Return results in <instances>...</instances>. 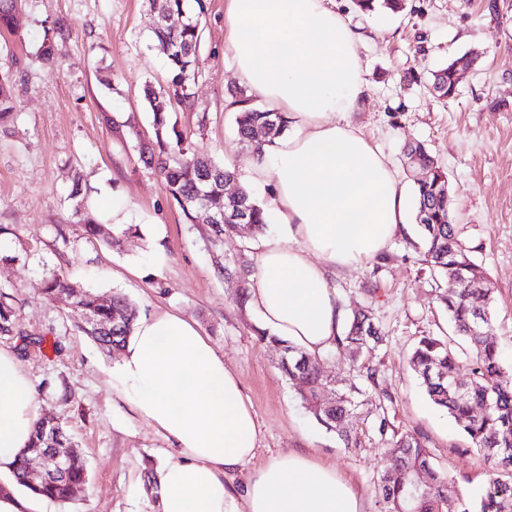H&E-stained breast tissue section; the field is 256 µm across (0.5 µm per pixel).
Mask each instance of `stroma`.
I'll use <instances>...</instances> for the list:
<instances>
[{"label":"stroma","instance_id":"stroma-1","mask_svg":"<svg viewBox=\"0 0 512 512\" xmlns=\"http://www.w3.org/2000/svg\"><path fill=\"white\" fill-rule=\"evenodd\" d=\"M226 3L208 0L193 87L197 108L175 118L197 151L238 165L247 151L225 107L229 90L239 86L224 50ZM334 4L364 35L357 52L370 98L352 122L391 162L405 194L413 192L407 142L423 141L446 171L456 222L495 289L496 340L512 362V0H406L396 14L362 12L355 0ZM155 18L147 0H23L12 29L0 31V75L9 76L21 112L15 129H0V225L8 229L0 236V295L14 326L12 335L0 334V348L18 352L43 414L63 420L89 471L80 500L38 498L36 512H156L143 469L149 460L162 467L169 452L157 429L114 395L116 355L77 329L64 299L52 302L39 292L40 281L54 273L104 296L121 291L139 313L167 310L197 324L238 374L260 430L254 459L231 478L236 489L272 456L300 451L335 468L360 495L363 512H379L383 446L371 417L357 423L352 448L318 425L281 371V348L259 341L257 313L238 305L236 281L224 279L212 261L217 253L226 266L253 265L257 234L246 228L217 238L209 225L185 223L140 159L137 139L154 135L143 88L165 84L168 69L152 39ZM60 29V53L45 61L39 49ZM466 53L476 62L461 74L455 98H435L432 72ZM104 111L136 139L113 135L100 120ZM77 169L92 188L89 212L107 225L113 202L127 201L136 235L112 246L84 238L83 217L68 201ZM412 240L395 237L387 248L392 259L381 269L368 263L332 278L345 315L371 307L381 329L365 359L375 383L340 363L324 361L323 370L337 387L359 386L387 405L399 430L422 437L435 469L478 495L488 463L467 451L459 425L427 399L406 361L417 337L448 332ZM372 275L380 284L373 301L362 291ZM24 335L45 343L22 346Z\"/></svg>","mask_w":512,"mask_h":512}]
</instances>
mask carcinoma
<instances>
[{
	"instance_id": "carcinoma-1",
	"label": "carcinoma",
	"mask_w": 512,
	"mask_h": 512,
	"mask_svg": "<svg viewBox=\"0 0 512 512\" xmlns=\"http://www.w3.org/2000/svg\"><path fill=\"white\" fill-rule=\"evenodd\" d=\"M19 0H0V29L10 27ZM363 11L384 10L398 13L405 9L404 0H356ZM174 17L182 24L157 22L153 39L161 49H170V71L165 85L144 89L153 115L154 138L140 143L142 161L155 169L163 189L182 211L187 223L207 224L201 201L224 200V214H239L256 232H264L268 215L250 190L241 186L229 196L224 186L236 179V171L213 158L197 153L172 122L170 106L194 108L192 86L199 75L201 42L200 19L207 11L206 0H167ZM451 59L432 73L431 88L447 100L457 93V63ZM241 106L235 113L236 131L246 150L254 153L261 143L285 133L288 124L283 113L261 110L251 104L245 93L232 95ZM16 103L9 78L0 76V125L14 121ZM406 157L415 169L414 221L420 242L413 244L420 261L440 280L454 279L451 293L436 294L448 313L450 336H421L409 357V365L421 380L429 400L462 424L471 450L492 462L479 499H470L459 482L447 472L433 468L421 437L401 432L385 413L374 419L377 432L385 444L383 474L379 498L383 512H512V367L504 364L498 343L492 340L495 323L494 293L491 281L480 265L470 257L457 224L448 223L454 211V199L448 197L447 174L437 165L430 150L421 142L406 146ZM69 200L75 212L86 210L87 192L81 176L74 177ZM39 292L49 300L74 290L72 314L78 329L109 352L123 350L138 319V311L124 294L114 292L100 296L53 274L42 280ZM260 340L282 346L281 368L297 390L315 421L333 431L344 445L352 443L351 425L359 407L360 389H338L320 370L318 359L288 342L259 332ZM379 341V330L371 313L353 315L343 337L336 340L334 356L358 370L369 381L375 372L360 363V357ZM465 342L468 379L457 377L461 359L456 345ZM484 406L480 413L474 408ZM58 449L77 454V444L65 431L59 418H39L33 423L32 441L20 451L11 467L13 481L37 497L70 501L79 497L88 481L83 463H74L64 472L34 476L29 460L44 457ZM423 469L428 481L414 487L416 470Z\"/></svg>"
}]
</instances>
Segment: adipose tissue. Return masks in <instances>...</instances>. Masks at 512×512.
I'll return each instance as SVG.
<instances>
[{"instance_id": "ef3b65f1", "label": "adipose tissue", "mask_w": 512, "mask_h": 512, "mask_svg": "<svg viewBox=\"0 0 512 512\" xmlns=\"http://www.w3.org/2000/svg\"><path fill=\"white\" fill-rule=\"evenodd\" d=\"M332 0H228L226 48L249 98L284 113L288 133L243 162L245 182L269 186L249 303L269 333L310 354L335 346L344 314L336 272L373 261L408 225L388 159L353 126L369 87L360 32ZM113 392L162 433L159 512H363L335 469L293 451L273 456L244 494L226 479L256 454L259 430L236 373L186 318H138L111 373ZM40 412L15 353L0 348V471L30 440Z\"/></svg>"}]
</instances>
